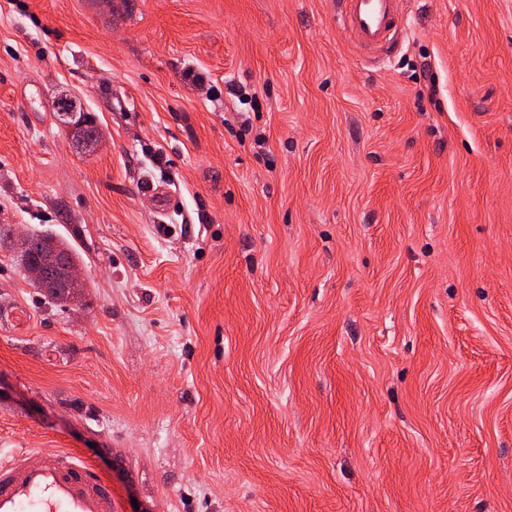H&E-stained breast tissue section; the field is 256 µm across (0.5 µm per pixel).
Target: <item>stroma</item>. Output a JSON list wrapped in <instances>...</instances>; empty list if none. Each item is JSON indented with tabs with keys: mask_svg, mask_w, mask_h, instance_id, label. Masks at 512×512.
<instances>
[{
	"mask_svg": "<svg viewBox=\"0 0 512 512\" xmlns=\"http://www.w3.org/2000/svg\"><path fill=\"white\" fill-rule=\"evenodd\" d=\"M400 7L375 62L336 0H0V458L121 512H512V0ZM33 237L44 241L43 251L35 257L37 264L46 270V277L38 278L30 274L33 262L26 255L21 256V263L27 273V277L33 285L47 293L57 301H63L66 291V272L60 261H66L69 265L76 266L79 253L75 247L65 239H57L54 236L41 233H32ZM29 274V275H28Z\"/></svg>",
	"mask_w": 512,
	"mask_h": 512,
	"instance_id": "stroma-1",
	"label": "stroma"
}]
</instances>
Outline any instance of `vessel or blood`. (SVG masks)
<instances>
[{"label": "vessel or blood", "mask_w": 512, "mask_h": 512, "mask_svg": "<svg viewBox=\"0 0 512 512\" xmlns=\"http://www.w3.org/2000/svg\"><path fill=\"white\" fill-rule=\"evenodd\" d=\"M349 35L374 57L403 30L399 0H337ZM0 512H118L110 487L74 451L17 450L0 460Z\"/></svg>", "instance_id": "obj_1"}]
</instances>
